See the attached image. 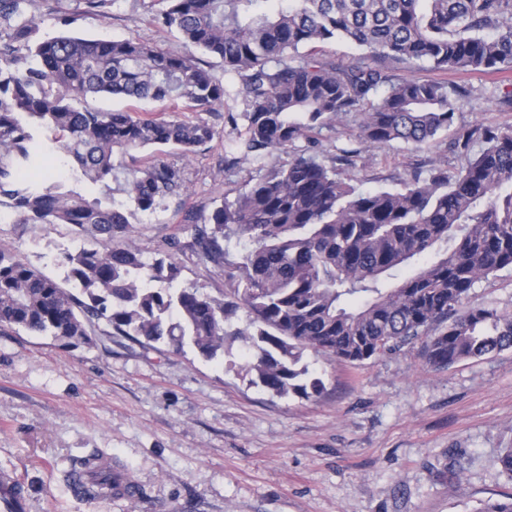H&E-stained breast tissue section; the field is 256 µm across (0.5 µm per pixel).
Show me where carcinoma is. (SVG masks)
Masks as SVG:
<instances>
[{
  "label": "carcinoma",
  "instance_id": "carcinoma-1",
  "mask_svg": "<svg viewBox=\"0 0 512 512\" xmlns=\"http://www.w3.org/2000/svg\"><path fill=\"white\" fill-rule=\"evenodd\" d=\"M25 0H0V208L21 224H69L97 248L66 250L76 295L0 248V325L87 344L93 320L118 334L213 359L239 338L243 369L266 390L322 393L300 365L311 350L348 362L424 339L426 363L447 369L512 347V313L458 308L475 284L512 268V131L468 129L453 143L460 165L414 175L395 191L363 192L320 157L323 129L359 118L368 143L421 148L453 122L463 88L398 78L386 62H426L448 72L512 71V0H164L156 21L219 59L224 78L191 53L173 55L134 37L39 36ZM336 37L365 51L346 65L313 46ZM310 46L312 50L301 51ZM238 86L244 122L233 150L262 161L292 151L247 189L183 228L202 257L224 273V294L177 288L181 268L147 263L126 238L129 217L154 211L184 189L180 169L156 155L184 156L211 142L204 121L166 120L134 110H100L88 100L183 104L211 111ZM46 129L52 138L40 139ZM482 143L473 153L470 145ZM132 158L118 175L115 153ZM48 183L36 172L56 167ZM121 185L115 200L112 183ZM97 188V194L87 192ZM246 249L230 255L229 242ZM446 250H441V246ZM404 267L412 272L390 287ZM244 313L246 326L232 328ZM112 484V458L98 451L74 471Z\"/></svg>",
  "mask_w": 512,
  "mask_h": 512
}]
</instances>
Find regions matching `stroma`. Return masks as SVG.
Returning a JSON list of instances; mask_svg holds the SVG:
<instances>
[{
    "label": "stroma",
    "instance_id": "35a3bbf8",
    "mask_svg": "<svg viewBox=\"0 0 512 512\" xmlns=\"http://www.w3.org/2000/svg\"><path fill=\"white\" fill-rule=\"evenodd\" d=\"M161 0H114L106 15L81 0H27L26 16L46 36L137 37L174 54L185 46L158 27ZM69 25H62V18ZM393 73L469 89L452 126L426 147L370 144L355 118L321 135L324 156L353 152L341 178L362 191L398 189L432 164L455 172L449 146L459 128L512 130V72L450 73L427 64H392ZM241 100L216 112L152 104L155 117L205 121L214 139L191 158L170 150L186 190L152 212L136 214L129 237L143 259L169 254L187 214H209L235 199L259 167L288 163L275 151L263 163H224L234 132L226 121ZM71 226L18 224L0 211V247L62 282L64 251L93 247ZM179 287L220 296L224 276L192 250L173 254ZM512 312V269L478 282L468 300ZM90 343L66 344L0 325V472L12 473L27 512H476L512 496V476L497 458L512 447V349L428 367L415 340L376 358L350 363L308 351L310 373L325 384L317 397L278 396L243 370L242 341L209 360L113 334L96 322ZM138 487L133 497L82 498L66 482L73 459L93 450Z\"/></svg>",
    "mask_w": 512,
    "mask_h": 512
}]
</instances>
